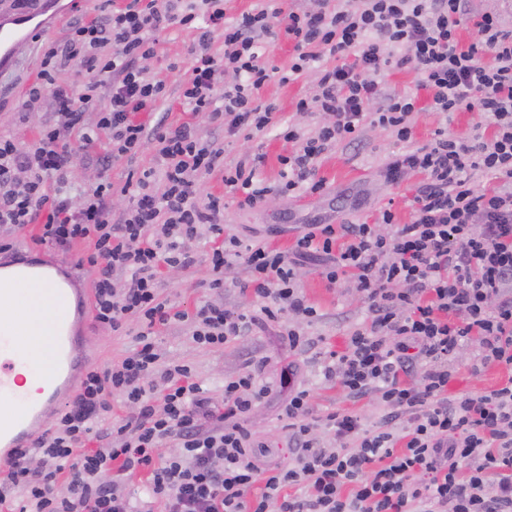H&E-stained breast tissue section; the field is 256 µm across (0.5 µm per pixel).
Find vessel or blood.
Masks as SVG:
<instances>
[{"mask_svg":"<svg viewBox=\"0 0 512 512\" xmlns=\"http://www.w3.org/2000/svg\"><path fill=\"white\" fill-rule=\"evenodd\" d=\"M58 0H47L43 11L15 13L0 18V62L13 58L17 47L42 33ZM51 266L38 261L13 264L11 281L50 278ZM89 296L72 287L70 280L55 283L45 300V338L25 336V316L0 320V475H7L18 455L32 444L48 414L64 406L77 391V377L86 365L84 343L78 327ZM37 378L39 394L25 389L26 377Z\"/></svg>","mask_w":512,"mask_h":512,"instance_id":"vessel-or-blood-1","label":"vessel or blood"}]
</instances>
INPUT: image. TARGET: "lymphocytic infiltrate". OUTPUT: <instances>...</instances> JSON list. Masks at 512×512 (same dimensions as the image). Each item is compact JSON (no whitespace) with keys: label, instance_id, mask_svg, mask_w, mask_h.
<instances>
[{"label":"lymphocytic infiltrate","instance_id":"lymphocytic-infiltrate-1","mask_svg":"<svg viewBox=\"0 0 512 512\" xmlns=\"http://www.w3.org/2000/svg\"><path fill=\"white\" fill-rule=\"evenodd\" d=\"M469 0H320L312 10H284L278 0H258L226 22L225 0H127L113 10L102 0L90 22L71 26L64 47H48L37 81L26 93L33 109L45 94L58 104L55 120L27 146L0 137V254L14 233L36 224L39 243L68 251L87 244L85 262L96 268V320L121 331L128 319L141 329L137 346L120 363L89 369L55 425L33 443L39 465L16 464L0 479V512H512V379L499 388L449 397L451 362L465 346L474 350L473 372L491 365L512 369V27L500 11L473 20L477 37L461 45L458 30L469 20ZM224 29V57L209 52L200 32L188 63L182 97L192 112H208L224 133L254 134L272 125L276 106L260 92L271 78L281 83L324 57L317 91L297 111L325 115L314 135L292 125L283 140L294 152L281 157L279 193L322 195L319 159L338 144L358 140L364 124L392 133L402 149L384 168L396 184L411 173L423 179L412 195L405 224L383 209L374 224L303 225L290 252L257 243L240 248L225 235L224 199L201 192L202 180L224 171V186L241 206H261L269 192L256 165L224 167V148L203 143L191 123L146 133L135 116L153 111L164 81L147 78L139 61L155 53L156 32L193 26L198 16ZM285 38L296 56L278 72L263 60L267 45ZM111 55H102L103 47ZM73 62L84 79L56 86L59 60ZM411 67L427 91L430 111L480 112L491 138H465L439 129L413 146L418 97L387 92L391 68ZM228 81H219V74ZM94 126L85 115L100 95ZM85 146L107 139L98 162L139 153L146 137L158 144L157 166L128 175L121 187L105 177L74 189L71 137ZM491 177L474 186L476 174ZM131 208L112 218V197ZM217 242L206 256L208 286L224 288V272L241 258L267 320L284 321L289 346L303 345L298 322L317 311L301 294L296 267L317 262L329 286L351 282L367 305L368 322L355 329L343 351H328L323 374L348 395L376 394L385 413L363 427L359 416L326 417L333 448L315 434L308 390L288 396L283 414L294 459L281 465L258 452L246 426L269 386L256 370L224 382V404L213 407L189 365L166 361L157 327L190 321L192 338L221 347L254 323L249 311L232 312L205 302L187 315L162 300L161 266L196 262L192 244L203 233ZM126 282L116 287L115 273ZM133 407L112 425V445L87 451L95 422L112 412L113 397ZM176 440L179 455L162 456ZM148 471L147 500L136 501L120 480ZM67 483V495L55 488ZM259 496H250L255 484Z\"/></svg>","mask_w":512,"mask_h":512}]
</instances>
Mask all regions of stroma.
I'll list each match as a JSON object with an SVG mask.
<instances>
[{"instance_id":"obj_1","label":"stroma","mask_w":512,"mask_h":512,"mask_svg":"<svg viewBox=\"0 0 512 512\" xmlns=\"http://www.w3.org/2000/svg\"><path fill=\"white\" fill-rule=\"evenodd\" d=\"M99 0H80L55 29L45 32L39 41L24 46L13 68L0 72V135L12 138L19 144L30 143L39 128L54 116L52 96H44L38 107L24 112L26 89L36 80L44 44L64 45L72 23L93 17ZM157 48L154 56L143 60L148 76L166 83L167 97L160 100L155 112L145 115L147 127L163 123L178 125L192 122L201 141H218L224 145V163L233 166L241 160H258L257 176L271 189L264 204L257 208L239 206L234 195L226 193L222 172H215L203 180V190L224 197V232L236 236L243 244L266 242L289 248L303 224L315 220H329L335 224L374 223L382 208H391L399 223L411 219L410 200L419 175H408L400 184L386 183L381 171L392 152L399 146L387 130L365 128L360 140L354 144H341L325 153L318 165L317 175L326 182V195L294 194L283 196L276 188L281 182L280 156L294 151V144L284 142L277 135V124H293L303 134L314 132L322 123L319 114L300 112L296 109L299 99L312 96L317 86L316 69H308L290 83L271 80L262 90L264 99L277 106L274 127L251 135L225 139L224 127L210 113H192L180 98L181 87L186 79V61L197 33L179 26L168 27L156 35ZM448 127L450 132L471 137L475 134L491 135L492 130L481 120L477 112H457L453 119L445 115L422 111L415 117L414 143L422 146L430 142L437 128ZM35 226H28L14 236L13 250L0 256V261L42 260L59 264L64 275L75 277L79 287L92 288L96 272L66 265L65 257H77L83 251L75 246L70 252H62L53 246L32 243ZM211 247L209 236H201L194 250L196 264L187 268H166L162 277L160 295L186 312H194L205 300L218 299L225 308L236 311L247 307L258 310L259 303L247 286L248 275L241 261H234L224 273L227 286L221 295H214L208 288L209 272L204 257ZM297 282L308 303L318 315L302 323L301 330L307 344L301 349L289 348L281 336L279 324L263 321L251 327L242 336L220 348H207L196 344L186 322L160 327L157 341L167 359L190 365L212 405L224 402V381L240 372L261 366L263 383L272 388L265 401L255 407L248 419V427L254 438L269 447V452L279 463L288 464L292 451L286 446L285 421L282 406L292 389H307L311 395V410L322 418L334 411L360 415L364 426H372L383 413L376 398L361 400L349 398L336 383L326 381L322 375L324 354L330 349H341L348 336L367 320L366 306L359 294L342 283L328 287L318 264L310 262L297 266ZM137 323L127 325L123 335L112 334L95 318H87L84 334L86 346L93 356L92 364L98 368L119 361L133 349ZM469 349H461L455 363V377L448 387L449 395L462 392L489 391L505 384L512 377V370L502 366H490L480 374H472Z\"/></svg>"}]
</instances>
